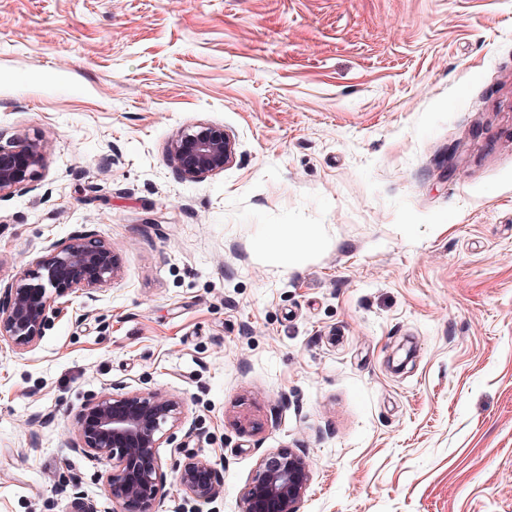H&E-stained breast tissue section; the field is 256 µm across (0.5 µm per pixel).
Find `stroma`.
Listing matches in <instances>:
<instances>
[{"label": "stroma", "instance_id": "35a3bbf8", "mask_svg": "<svg viewBox=\"0 0 512 512\" xmlns=\"http://www.w3.org/2000/svg\"><path fill=\"white\" fill-rule=\"evenodd\" d=\"M200 125L235 156L184 181ZM0 139L43 154L0 290L88 234L121 269L0 339V512H110L70 442L117 387L182 404L159 512H244L288 449L300 512H512V0H0ZM187 455L220 484L192 509ZM234 147L224 130L200 127L186 131L171 144L169 162L184 180H197L224 171ZM305 248L306 246L303 244L302 249L290 250L288 247V237L281 234L268 246V258L273 262H281L288 259V263L291 260L293 266L298 267L307 258Z\"/></svg>", "mask_w": 512, "mask_h": 512}]
</instances>
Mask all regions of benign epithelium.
Returning a JSON list of instances; mask_svg holds the SVG:
<instances>
[{
    "label": "benign epithelium",
    "mask_w": 512,
    "mask_h": 512,
    "mask_svg": "<svg viewBox=\"0 0 512 512\" xmlns=\"http://www.w3.org/2000/svg\"><path fill=\"white\" fill-rule=\"evenodd\" d=\"M233 151L223 130L202 127L182 133L171 144L169 162L182 179L193 181L223 172ZM40 163L36 145L22 140L0 143V198L32 181ZM118 273L116 255L98 239L80 236L51 244L36 270L19 273L8 287L7 300H0V338H7L20 354L31 351L49 326L56 298L75 289L90 295ZM179 414L175 398L122 388L83 405L72 449L112 462L106 476L112 512H158L163 473L157 448L174 434ZM310 480L303 455L292 450L271 453L243 492L244 512H299ZM177 482L196 502L217 494L216 473L202 459L178 464Z\"/></svg>",
    "instance_id": "benign-epithelium-1"
}]
</instances>
